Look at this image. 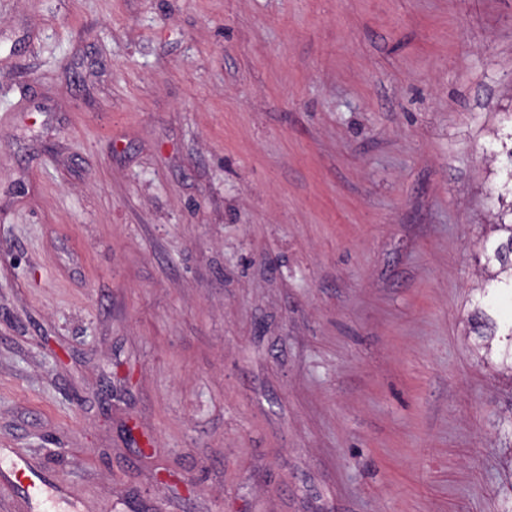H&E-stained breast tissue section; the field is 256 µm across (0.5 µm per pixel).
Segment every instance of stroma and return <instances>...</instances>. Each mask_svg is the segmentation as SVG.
<instances>
[{
  "label": "stroma",
  "instance_id": "1",
  "mask_svg": "<svg viewBox=\"0 0 512 512\" xmlns=\"http://www.w3.org/2000/svg\"><path fill=\"white\" fill-rule=\"evenodd\" d=\"M511 113L512 0H0V449L83 512H512ZM506 215L510 216V220H508V222H506L505 218L502 216L501 222L499 224H495V228L506 235V240L498 243L493 250L494 256L503 263V272L506 271V268L504 267L505 262H508L509 256L512 255V200L509 213L504 214V216Z\"/></svg>",
  "mask_w": 512,
  "mask_h": 512
}]
</instances>
